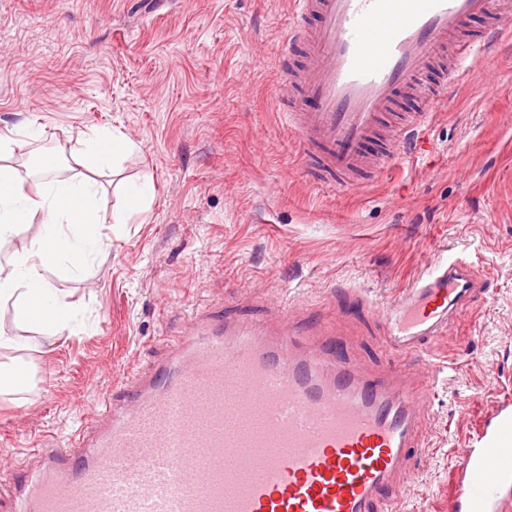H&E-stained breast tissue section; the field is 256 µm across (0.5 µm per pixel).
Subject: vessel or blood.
Segmentation results:
<instances>
[{
    "mask_svg": "<svg viewBox=\"0 0 512 512\" xmlns=\"http://www.w3.org/2000/svg\"><path fill=\"white\" fill-rule=\"evenodd\" d=\"M293 4L279 61L294 97L288 135L330 189L425 151L421 131L449 78L512 36V14L494 0ZM477 16L487 29L463 39ZM486 283L466 255L437 257L379 312L393 362L376 375L347 363L322 321L286 313L271 331L196 307L150 370L126 375L96 418L38 449L41 472L17 488V512H396L427 453L421 413L440 382L438 368L415 373L406 359ZM459 457L448 512H512L511 400Z\"/></svg>",
    "mask_w": 512,
    "mask_h": 512,
    "instance_id": "obj_1",
    "label": "vessel or blood"
}]
</instances>
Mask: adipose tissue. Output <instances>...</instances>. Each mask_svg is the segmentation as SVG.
Segmentation results:
<instances>
[{
    "mask_svg": "<svg viewBox=\"0 0 512 512\" xmlns=\"http://www.w3.org/2000/svg\"><path fill=\"white\" fill-rule=\"evenodd\" d=\"M133 149V142L120 134L84 135L76 159L81 173L58 180L53 168L39 166L45 182L35 195L27 192L15 169L0 166V243L22 228L35 230L28 250L0 262V300L13 299L16 323L38 325L42 334L52 337L76 321V309L51 288L43 270L61 262L70 271H81L102 249L103 239L93 233L100 221L98 188L83 171L114 167Z\"/></svg>",
    "mask_w": 512,
    "mask_h": 512,
    "instance_id": "adipose-tissue-1",
    "label": "adipose tissue"
}]
</instances>
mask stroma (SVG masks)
<instances>
[{
    "instance_id": "35a3bbf8",
    "label": "stroma",
    "mask_w": 512,
    "mask_h": 512,
    "mask_svg": "<svg viewBox=\"0 0 512 512\" xmlns=\"http://www.w3.org/2000/svg\"><path fill=\"white\" fill-rule=\"evenodd\" d=\"M292 0H0V135L41 137L0 157L44 152L72 176L79 133L124 134L136 149L94 172L111 216L124 184L151 177L149 208L97 225L107 243L79 275L43 274L84 314L41 346L0 305V332L25 338L0 359L25 363L32 391L0 394V446L12 452L0 512L55 445L121 378L153 365L200 304L260 319L284 302L336 317L354 364L384 368L380 322L337 289L380 307L442 254H466L487 291L431 349L455 360L423 421L431 451L400 512H448L459 461L485 416L512 399V40L448 87L426 153L362 189L313 183L271 94Z\"/></svg>"
}]
</instances>
